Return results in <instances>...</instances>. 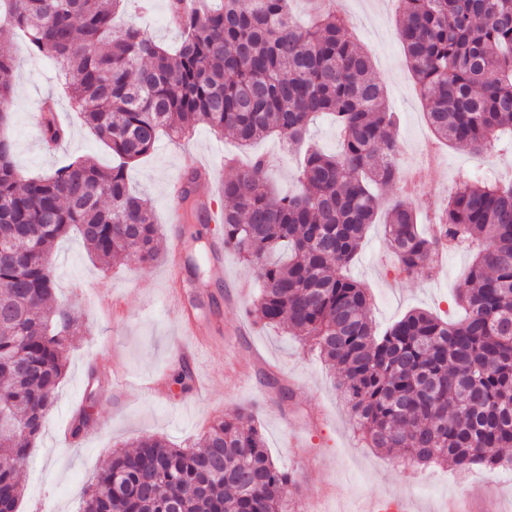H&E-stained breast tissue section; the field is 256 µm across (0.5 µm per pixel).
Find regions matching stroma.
I'll return each mask as SVG.
<instances>
[{
	"label": "stroma",
	"instance_id": "stroma-1",
	"mask_svg": "<svg viewBox=\"0 0 512 512\" xmlns=\"http://www.w3.org/2000/svg\"><path fill=\"white\" fill-rule=\"evenodd\" d=\"M347 0L350 32L373 59V74L384 85L388 108L397 112L400 161L411 165L423 138L431 137L425 107L403 47L397 37L396 0ZM168 0H150L147 9L128 18L166 47L176 46L179 33L167 21ZM15 66L16 104L10 131L15 162L22 176L50 173L67 156L93 158L100 166L112 164L111 152L80 124L68 138L47 149L39 137L42 104L56 96L57 62L34 54L23 37L7 46ZM442 168L430 172L424 189L430 201L445 203L453 181L472 167L476 156L465 148L442 146ZM270 159L268 177L280 192L294 190L290 178L295 156L268 137L245 150L228 135L198 125L181 141L162 137L148 156L128 168L131 189L152 209L158 224L168 216L166 186L192 170L197 159L208 158L213 188L222 187L236 165L252 155ZM55 300L67 306L80 329L68 353V368L58 387V398L44 433L31 450L23 485L21 512H80L96 473L113 451L137 439L154 436L176 448L198 444L210 421L240 407H251L276 465L294 473L298 487L288 498V512H303V504L319 499L322 512H360L367 500L402 497L412 512H440L449 499L464 500L470 512H512V468H475L459 473L453 466L411 465L393 452L368 448L337 388L333 370L295 336L277 328L252 325L244 306L226 305L238 279H250L246 265L225 252L224 280L204 276L213 301L196 314L213 344L223 347L220 358L202 359L199 374L213 387L206 398L176 378L182 361L181 338L174 315L162 305L165 262L144 264L131 258L106 266L88 252L81 239L60 240L52 254ZM469 262L467 253H444L440 275L423 269L413 276L399 275L392 248L382 225H372L351 267L352 275L368 289L370 315L384 329L415 308L440 314L454 311L452 282L461 280ZM111 278L112 293L125 306L122 316L111 314L96 287ZM124 377L113 381V367ZM163 379L164 398L140 389V382ZM91 407L96 425L81 438L66 434L72 416Z\"/></svg>",
	"mask_w": 512,
	"mask_h": 512
}]
</instances>
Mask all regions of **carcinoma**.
<instances>
[{"mask_svg": "<svg viewBox=\"0 0 512 512\" xmlns=\"http://www.w3.org/2000/svg\"><path fill=\"white\" fill-rule=\"evenodd\" d=\"M125 0H0V41L24 33L60 65L70 112L112 151L100 167L71 158L45 175H20L7 133L15 105L12 57L0 53V512H18L20 471L45 428L77 326L51 309V248L74 233L106 263L161 259L153 212L127 183L129 164L162 133L198 124L241 145L274 135L292 146L332 114L341 150L303 152L298 190L277 196L267 161L224 180V248L255 268L249 315L299 337L330 368L371 448H400L420 466L460 471L504 465L512 448V178H470L425 234L412 196L384 208L376 188L401 182L398 115L372 77L369 55L334 0H309L300 26L288 0H169L181 36L164 48L133 23ZM399 39L429 128L475 154L512 132V0H401ZM43 108V135L69 127ZM384 211L398 269L429 266L445 239L472 255L454 297L455 321L413 310L377 333L366 288L345 274ZM294 474L279 469L255 416L236 410L203 432L201 447L145 437L99 470L82 512H288Z\"/></svg>", "mask_w": 512, "mask_h": 512, "instance_id": "obj_1", "label": "carcinoma"}]
</instances>
